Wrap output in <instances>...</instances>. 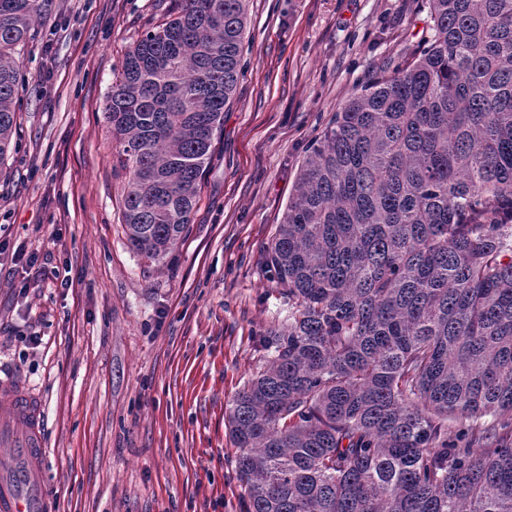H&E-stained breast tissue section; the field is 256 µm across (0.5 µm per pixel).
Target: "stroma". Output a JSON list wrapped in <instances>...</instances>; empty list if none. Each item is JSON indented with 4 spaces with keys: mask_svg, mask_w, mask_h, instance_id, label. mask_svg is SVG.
Listing matches in <instances>:
<instances>
[{
    "mask_svg": "<svg viewBox=\"0 0 512 512\" xmlns=\"http://www.w3.org/2000/svg\"><path fill=\"white\" fill-rule=\"evenodd\" d=\"M173 9L48 0L18 55L0 366L42 402L50 512H245L225 416L285 315L261 251L311 142L430 35L425 0H248L244 73L186 237L156 264L127 240L105 108L126 50Z\"/></svg>",
    "mask_w": 512,
    "mask_h": 512,
    "instance_id": "35a3bbf8",
    "label": "stroma"
}]
</instances>
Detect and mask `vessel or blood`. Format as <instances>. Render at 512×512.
<instances>
[{
	"mask_svg": "<svg viewBox=\"0 0 512 512\" xmlns=\"http://www.w3.org/2000/svg\"><path fill=\"white\" fill-rule=\"evenodd\" d=\"M8 403L0 409V512H47V489L39 465L44 446L42 404L16 377H0Z\"/></svg>",
	"mask_w": 512,
	"mask_h": 512,
	"instance_id": "b4317fda",
	"label": "vessel or blood"
}]
</instances>
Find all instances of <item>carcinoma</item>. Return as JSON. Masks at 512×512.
I'll use <instances>...</instances> for the list:
<instances>
[{
    "label": "carcinoma",
    "instance_id": "carcinoma-1",
    "mask_svg": "<svg viewBox=\"0 0 512 512\" xmlns=\"http://www.w3.org/2000/svg\"><path fill=\"white\" fill-rule=\"evenodd\" d=\"M431 36L307 151L264 250L283 323L231 403L246 512H512V0H427ZM43 0H0V163L17 48ZM247 0H178L106 106L143 258L183 240Z\"/></svg>",
    "mask_w": 512,
    "mask_h": 512
}]
</instances>
